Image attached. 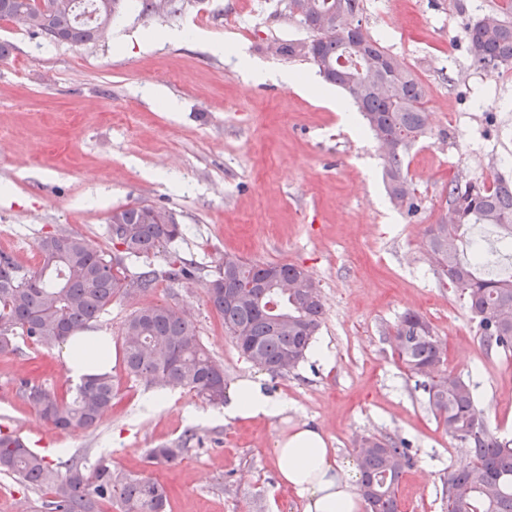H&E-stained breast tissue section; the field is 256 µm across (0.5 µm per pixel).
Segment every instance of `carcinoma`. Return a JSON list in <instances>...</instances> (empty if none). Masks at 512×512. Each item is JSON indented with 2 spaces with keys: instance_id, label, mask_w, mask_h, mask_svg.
Returning a JSON list of instances; mask_svg holds the SVG:
<instances>
[{
  "instance_id": "1",
  "label": "carcinoma",
  "mask_w": 512,
  "mask_h": 512,
  "mask_svg": "<svg viewBox=\"0 0 512 512\" xmlns=\"http://www.w3.org/2000/svg\"><path fill=\"white\" fill-rule=\"evenodd\" d=\"M362 0H309L303 16L288 14L308 32L304 39L273 45L285 58H302L322 79L350 95L377 141L390 201L414 214L419 204L406 157L430 132L423 106L425 91L405 62L388 52L362 25ZM178 0H92L90 17H79L78 0H0V20L39 33L51 43L83 45L103 38L124 12L150 18L175 14ZM471 61L487 70L512 67V0L470 19L464 26ZM307 52L301 53V47ZM497 229L512 246V180L488 185L457 178L448 184L445 214L428 229L427 261L446 280L476 321L486 351L512 352V273L490 277L482 252H468V229ZM112 251L93 249L80 234H48L38 241L41 267L28 270L0 253V354L17 350L16 336L50 349L93 327L116 299L133 300L164 279L172 284L198 278L195 260L178 254L156 267L150 256L183 236L172 213L148 204L112 210L108 217ZM271 263L226 255L218 275L206 280L208 304L224 320V334L250 362L273 376L295 371L314 345L324 304L319 285L303 267L278 265L288 289L274 287ZM392 354L421 382L427 408L448 436L470 449L468 458L448 472L444 494L448 512H512V438L498 434L478 406L470 381L441 369L446 346L431 323L405 312L387 332ZM127 375L158 387L188 389L213 406L224 405V366L203 344L194 323L178 306L136 309L117 338ZM26 401L44 421L60 430L90 431L112 409L116 383L109 372L91 375L70 399L45 388L22 385ZM187 438L149 450V458L172 463ZM357 456L366 512H400L397 490L410 457L405 443L366 436ZM0 473L42 491L45 512H103L117 503L120 512H168V492L157 480L124 472L101 459L91 474L79 461L53 463L29 448L15 432L0 430Z\"/></svg>"
}]
</instances>
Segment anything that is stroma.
I'll return each mask as SVG.
<instances>
[{"label":"stroma","instance_id":"35a3bbf8","mask_svg":"<svg viewBox=\"0 0 512 512\" xmlns=\"http://www.w3.org/2000/svg\"><path fill=\"white\" fill-rule=\"evenodd\" d=\"M186 0L173 16L128 13L109 38L82 46L51 44L0 21V251L28 269L41 264L37 241L65 230L99 249L112 245L107 218L136 203L173 212L184 228L174 250L215 269L224 255L296 264L318 281L324 322L318 343L330 360L308 354L285 377L271 378L224 334L201 284L159 282L135 300L113 301L96 323L116 338L136 309L175 304L196 323L228 384L252 376L288 405L285 420H230L194 393L172 389L157 408L153 386L126 376L112 353L118 393L93 431L44 422L19 391L29 380L71 396L62 347L18 339L0 355V429L16 431L53 461L78 455L86 469L113 466L163 483L169 512H302L279 484L273 454L284 428L321 429L339 459L355 465L360 437L391 435L412 457L401 479V512H447L449 465L466 448L428 411L425 395L391 354L384 331L408 310L431 323L447 346L445 370L469 379L477 403L512 437V355L486 356L476 323L455 288L425 259L427 229L446 211L457 175L512 179V71L476 68L463 18L448 0H363L364 27L404 59L424 85L432 133L409 155L421 207L410 215L389 202L383 159L369 133L347 128L313 95L244 76L235 57L207 38L229 42L259 65L316 75L287 61L273 42L305 37L289 20L287 0ZM190 27L196 38L162 31ZM194 430L183 455L150 463L149 449Z\"/></svg>","mask_w":512,"mask_h":512}]
</instances>
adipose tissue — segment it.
Segmentation results:
<instances>
[{"label":"adipose tissue","instance_id":"obj_1","mask_svg":"<svg viewBox=\"0 0 512 512\" xmlns=\"http://www.w3.org/2000/svg\"><path fill=\"white\" fill-rule=\"evenodd\" d=\"M288 410L285 401L268 394L260 383L240 379L224 407L225 419H274ZM275 454L280 478L294 490L302 512H363L355 476L345 473L334 449L313 428L279 434Z\"/></svg>","mask_w":512,"mask_h":512}]
</instances>
